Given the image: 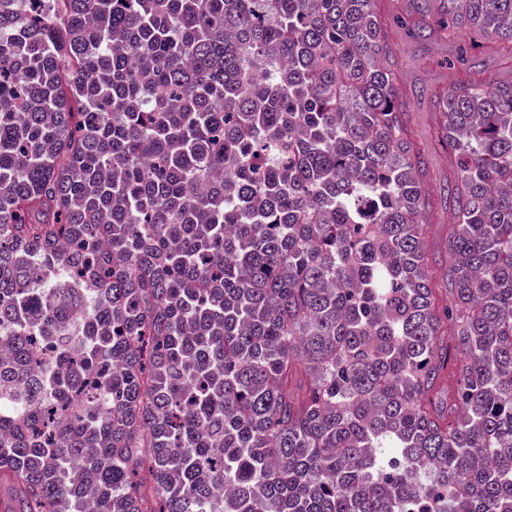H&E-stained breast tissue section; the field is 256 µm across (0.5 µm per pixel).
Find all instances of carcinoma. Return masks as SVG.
Listing matches in <instances>:
<instances>
[{
    "label": "carcinoma",
    "mask_w": 512,
    "mask_h": 512,
    "mask_svg": "<svg viewBox=\"0 0 512 512\" xmlns=\"http://www.w3.org/2000/svg\"><path fill=\"white\" fill-rule=\"evenodd\" d=\"M393 21L512 57V0H0L7 512H512V81L434 185ZM449 215L448 204L447 207H445L442 202L438 206L434 220L435 224H429L427 229L428 248L436 261L435 270L441 275L445 272V267L448 268L451 262V258L448 254V224H451V222H449Z\"/></svg>",
    "instance_id": "obj_1"
}]
</instances>
